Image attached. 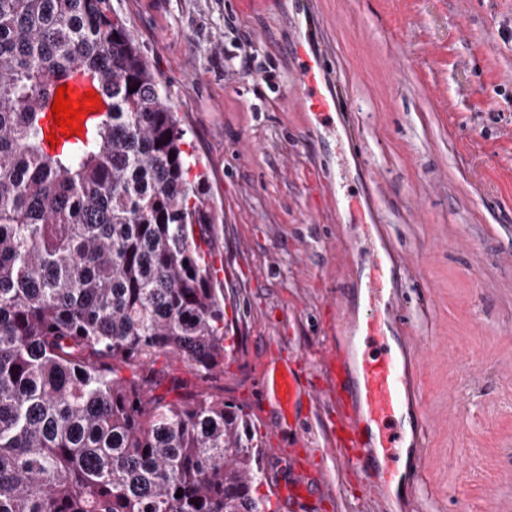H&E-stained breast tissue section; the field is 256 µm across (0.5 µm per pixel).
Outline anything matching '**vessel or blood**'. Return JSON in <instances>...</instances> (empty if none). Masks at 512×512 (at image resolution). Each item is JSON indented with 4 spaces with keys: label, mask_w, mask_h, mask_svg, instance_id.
<instances>
[{
    "label": "vessel or blood",
    "mask_w": 512,
    "mask_h": 512,
    "mask_svg": "<svg viewBox=\"0 0 512 512\" xmlns=\"http://www.w3.org/2000/svg\"><path fill=\"white\" fill-rule=\"evenodd\" d=\"M323 70V60L310 56L298 74L299 87L309 110L322 121L331 118L336 110L335 100L322 91L320 77ZM350 262L370 267L374 275L369 283L366 312L351 340L352 348L361 352L356 376L345 372L340 353H329L324 361L332 380L330 398L336 405L338 418L347 426L344 438L337 443V459L343 464H357L362 459L359 452L361 443L356 435L357 425L361 422L377 427L381 454H389L391 449L399 447L403 434L398 421L409 405L410 371L423 362L422 353H415L413 359L408 360L384 343L380 344L376 354L363 352L364 343L383 335L385 312L392 305L397 291L389 287L377 254L355 251ZM272 387L280 411H288L296 395L295 373L285 371L273 381Z\"/></svg>",
    "instance_id": "1"
}]
</instances>
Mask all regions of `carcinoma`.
<instances>
[{"label":"carcinoma","instance_id":"carcinoma-1","mask_svg":"<svg viewBox=\"0 0 512 512\" xmlns=\"http://www.w3.org/2000/svg\"><path fill=\"white\" fill-rule=\"evenodd\" d=\"M81 72L107 109L53 147ZM185 135L110 0H0V512L270 507L250 415L206 387L224 289Z\"/></svg>","mask_w":512,"mask_h":512}]
</instances>
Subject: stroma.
Instances as JSON below:
<instances>
[{
  "label": "stroma",
  "mask_w": 512,
  "mask_h": 512,
  "mask_svg": "<svg viewBox=\"0 0 512 512\" xmlns=\"http://www.w3.org/2000/svg\"><path fill=\"white\" fill-rule=\"evenodd\" d=\"M162 80L205 174L224 290V372L272 512H512V0H111ZM325 61L332 126L297 86L298 44ZM407 302L390 341L425 352L401 484L342 467L326 349L367 302L356 249ZM294 370L281 415L263 382ZM307 449L311 492L277 489Z\"/></svg>",
  "instance_id": "35a3bbf8"
}]
</instances>
